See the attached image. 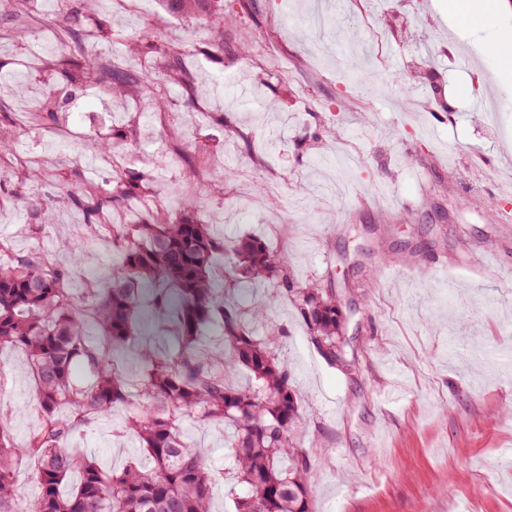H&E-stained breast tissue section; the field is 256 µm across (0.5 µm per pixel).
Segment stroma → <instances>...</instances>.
Segmentation results:
<instances>
[{"instance_id": "stroma-1", "label": "stroma", "mask_w": 512, "mask_h": 512, "mask_svg": "<svg viewBox=\"0 0 512 512\" xmlns=\"http://www.w3.org/2000/svg\"><path fill=\"white\" fill-rule=\"evenodd\" d=\"M113 6L94 39L98 58L161 71L127 38L157 22L180 45L195 16L176 0ZM440 0H257L256 11L224 0V56H187L191 81L152 111L140 92L110 97L104 85L78 93L55 129L20 111L65 69L60 50L30 58V38L6 39L0 84L12 109L15 153L55 198L51 224L27 218L17 176L0 182V258L85 247L75 287L112 274V251L83 225L67 194L110 177L100 141L130 171H149L171 202L196 200L215 230L257 235L289 253L305 283L340 289L355 375L330 365L291 299L266 281L239 293L242 311L262 303L282 331L279 354L301 400L293 441L311 464L314 512H512V60L494 42L512 39V8L489 6L471 26L440 13ZM275 45L261 55L255 30ZM470 68H461L459 55ZM427 62L413 93L385 80ZM491 99L497 113L477 111ZM232 127H225V117ZM205 155L200 174L189 161ZM229 169L226 179L216 171ZM0 412L15 444L39 416L22 350L0 349ZM120 408L98 417L78 443L105 473L142 453ZM185 441L224 467L220 422L185 418Z\"/></svg>"}]
</instances>
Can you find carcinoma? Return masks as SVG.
Returning a JSON list of instances; mask_svg holds the SVG:
<instances>
[{
	"label": "carcinoma",
	"mask_w": 512,
	"mask_h": 512,
	"mask_svg": "<svg viewBox=\"0 0 512 512\" xmlns=\"http://www.w3.org/2000/svg\"><path fill=\"white\" fill-rule=\"evenodd\" d=\"M29 2L10 0L4 14L12 25L27 26ZM55 24L62 42L78 48L68 55L70 64L114 95L142 88L161 109L166 106L165 88L189 82L183 49L162 43L150 24L134 31L133 45L146 54L164 56L159 83L150 72L118 61L93 67L87 22L79 8L59 10ZM223 24L222 12L204 22L213 54L224 53ZM39 112L48 123H57L60 101L46 93ZM152 183L147 173L122 171L83 187L69 200L82 212L83 223L97 224L103 213L141 198L140 188ZM180 206L187 214L172 220L158 198L142 218L112 227V251L120 262L100 288L73 287L71 266L79 264L75 253L69 267L36 253L0 260V346L27 352L39 414L38 426L23 445L15 446L0 412V512H17L18 466L25 457L37 462L38 494L29 512H211L214 472L202 450L184 440L180 424L186 416L220 421L231 429L228 473L233 483L247 488L234 499L235 512H313L307 454L291 439L301 412L277 350L280 328L272 324L265 333H256L251 322L262 319V306L253 307L248 321L234 295L258 280L275 283L292 298L312 343L349 374L356 358L347 351L341 299L334 288L295 282L289 254L272 251L264 239L218 237L195 213L193 202ZM30 209L42 222L52 221V200L33 197ZM226 252L234 261L219 288L213 265ZM147 288L153 290V307L170 315L173 325L171 343L163 352L157 351L153 336L139 328ZM89 316L96 341L89 338ZM211 324L221 329L224 352L207 357L199 340ZM126 354L141 366L135 383L119 364ZM77 365L91 372L90 387L75 385ZM230 365L248 374L249 386L226 382ZM135 392L141 405L127 417L124 428L149 465H129L107 474L68 443L93 418L129 405ZM74 473L79 474L78 482L63 492Z\"/></svg>",
	"instance_id": "cac0c4a2"
}]
</instances>
